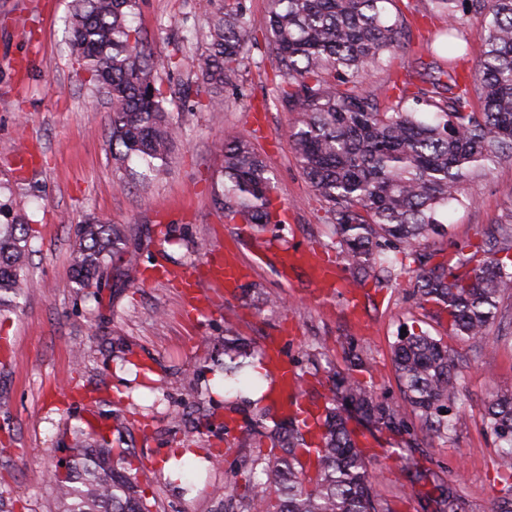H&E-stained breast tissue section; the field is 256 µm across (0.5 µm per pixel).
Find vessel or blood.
Masks as SVG:
<instances>
[{
  "mask_svg": "<svg viewBox=\"0 0 512 512\" xmlns=\"http://www.w3.org/2000/svg\"><path fill=\"white\" fill-rule=\"evenodd\" d=\"M283 264L291 269H306L318 297L326 298L339 292L349 306H356L358 289L350 287L344 271L335 262L322 259L313 248L301 247L289 252L284 257ZM205 272L210 287L231 292L243 285L249 270L242 263L237 248L227 246L219 248L217 259L206 262ZM175 279L189 298L194 311L204 313V301L197 291L194 273L185 270L176 274ZM283 342V337L276 336L267 339L263 344L267 363L277 377L274 394L285 414L315 419L323 413L324 404L320 401L308 402L301 397V380L296 366L283 351Z\"/></svg>",
  "mask_w": 512,
  "mask_h": 512,
  "instance_id": "obj_1",
  "label": "vessel or blood"
}]
</instances>
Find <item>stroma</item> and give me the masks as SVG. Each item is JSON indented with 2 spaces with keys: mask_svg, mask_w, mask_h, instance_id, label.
Here are the masks:
<instances>
[{
  "mask_svg": "<svg viewBox=\"0 0 512 512\" xmlns=\"http://www.w3.org/2000/svg\"><path fill=\"white\" fill-rule=\"evenodd\" d=\"M254 39L237 79L224 87L219 118L193 112L181 95L168 103L181 137L166 177L142 185L128 181L127 169L112 155L110 114L96 97L86 72L70 53L68 27L73 0H0V183H15L16 206L31 219L28 260L34 286L14 312L0 316V485L12 491V512H55L49 473L65 460L72 432L86 425L108 430L109 412L120 416L124 437L135 450L141 485L155 512H239L260 490L252 461L270 447L233 440L225 425H244L255 410L210 391L211 343L233 329L255 344L282 324L294 329L285 350L296 363L308 400L322 398L329 380L314 369L309 354L325 353L341 366L342 353L355 346L372 362L379 395L401 402L391 346L400 326L432 333L408 282L382 290L367 286L362 305L368 322L360 328L339 302L313 293L308 275L283 272L276 243L253 239L245 225L225 220L215 202L222 192L225 135L247 132L256 147L275 159V196L285 210L284 235L333 255V229L322 221V203L307 183L288 145L292 115L268 102L266 79L276 66L265 38L268 0H246ZM204 0H138L134 15L146 52L179 59L178 71L163 82L194 78L196 43L185 31H204ZM512 186V161L493 167L470 184L472 204L454 214L445 249L476 239L504 221L502 195ZM103 216L127 227L140 246L144 282L99 297L78 292L69 266L72 228ZM169 243H160V232ZM235 245L250 268L244 290L227 295L204 288L207 313L192 314L180 289L155 275L199 266L214 247ZM259 287L278 296L276 308L256 310L247 295ZM498 344L444 336L462 374L450 439L411 432L418 446L410 458L418 468L437 471L456 485L466 512H500L501 470L497 444L485 428L486 407L496 392L512 390V335L494 324ZM194 385L197 403L184 400ZM365 452L375 463L377 489L397 512H419L420 499L387 456L395 438L375 434ZM181 454L198 467L184 472L182 485L162 473L166 457ZM230 493H223V485Z\"/></svg>",
  "mask_w": 512,
  "mask_h": 512,
  "instance_id": "35a3bbf8",
  "label": "stroma"
}]
</instances>
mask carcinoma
Listing matches in <instances>:
<instances>
[{
    "mask_svg": "<svg viewBox=\"0 0 512 512\" xmlns=\"http://www.w3.org/2000/svg\"><path fill=\"white\" fill-rule=\"evenodd\" d=\"M400 0H269V45L280 82L276 97L293 121L288 143L333 225L336 261L352 284L378 287L412 282L417 305L446 323L461 341L490 340L503 295L512 290V218L476 243L456 246L443 260L436 243L448 237V214L470 205L467 186L492 166L512 160V0H427L432 16L444 18V37L432 60L417 58L393 71L381 94L361 85L392 68L406 52L410 22ZM205 46L196 56L195 86L208 95L197 105L218 116L224 85L249 56L244 0H206ZM136 0H74L71 51L94 91L109 105L112 149L121 161L157 179L168 171L179 127L171 119L160 74L174 70V57L145 53L130 18ZM473 25L481 43L476 64L459 69L468 46L460 29ZM224 217L254 234L279 241L283 219L273 205L272 156L258 152L247 134L224 137ZM0 314L16 307L32 287L27 275L31 238L27 213L12 199L0 202ZM73 282L89 295L112 278L138 282L140 258L129 249L121 224L90 217L75 228L69 256ZM261 353L224 330V359L212 370L224 388L242 394L263 388L246 370ZM393 363L403 403L379 398L358 373L369 368L351 347L344 369L331 376L330 396L319 425L321 446L313 471L298 455L312 444L309 424L270 411L250 418L240 441L267 440L271 457L258 461L264 489L245 512H392L376 490L373 466L351 423L371 434L401 435L417 420L448 437L459 379L448 347L427 331L397 335ZM485 426L501 448L499 466L512 472V391L488 404ZM129 448L112 447L109 435L76 430L75 448L56 467L57 512H153ZM410 486L433 485L421 497L422 512H464L456 487L437 483L416 467L403 469Z\"/></svg>",
    "mask_w": 512,
    "mask_h": 512,
    "instance_id": "carcinoma-1",
    "label": "carcinoma"
}]
</instances>
